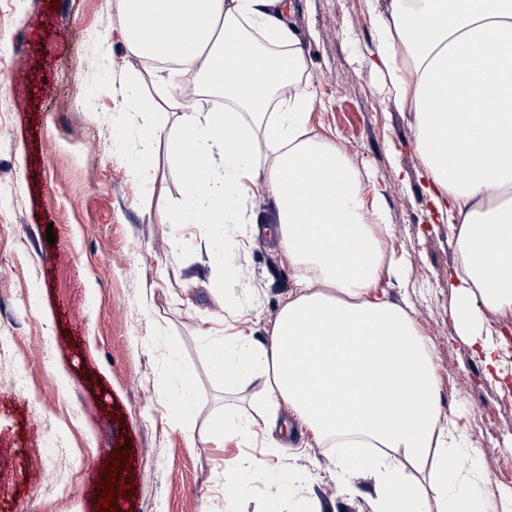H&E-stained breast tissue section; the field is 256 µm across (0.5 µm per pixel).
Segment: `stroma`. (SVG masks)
Instances as JSON below:
<instances>
[{
    "mask_svg": "<svg viewBox=\"0 0 512 512\" xmlns=\"http://www.w3.org/2000/svg\"><path fill=\"white\" fill-rule=\"evenodd\" d=\"M318 87L311 135L336 141L361 173L366 213L382 208L385 249L398 263L376 295L406 307L427 342L441 411L484 448L487 488H512V314H487L499 330L492 372L453 320L456 242L427 189L384 70L361 57L377 34L365 0H290ZM135 82L126 104L114 75ZM189 74L130 55L118 0H0V512H97L100 445L121 448L132 489L117 512H369L375 482L345 487L328 449L293 425L280 468L225 501L224 463L260 454L261 382L225 387L211 358L234 326L270 338L295 271L279 241L255 232L268 211L249 193L216 251L215 229L182 224L177 115L158 100ZM162 128L143 143L145 124ZM148 155V177L136 164ZM168 214L159 223V211ZM225 431L223 447L211 435Z\"/></svg>",
    "mask_w": 512,
    "mask_h": 512,
    "instance_id": "obj_1",
    "label": "stroma"
}]
</instances>
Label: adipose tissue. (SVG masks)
Returning <instances> with one entry per match:
<instances>
[{
    "mask_svg": "<svg viewBox=\"0 0 512 512\" xmlns=\"http://www.w3.org/2000/svg\"><path fill=\"white\" fill-rule=\"evenodd\" d=\"M130 54L194 69L178 103L184 224L235 223L252 187L271 200L296 268L269 344L225 342L211 371L261 380L333 449L343 481H375L370 512H512V489L478 480L483 448L443 417L430 352L406 308L371 298L386 264L383 210L336 142L310 136L317 86L282 0H121ZM375 55L414 116L437 210L457 227L455 322L489 365L484 311L512 313V0H367ZM221 109L204 110L210 98ZM469 468L452 467L453 459Z\"/></svg>",
    "mask_w": 512,
    "mask_h": 512,
    "instance_id": "1",
    "label": "adipose tissue"
}]
</instances>
